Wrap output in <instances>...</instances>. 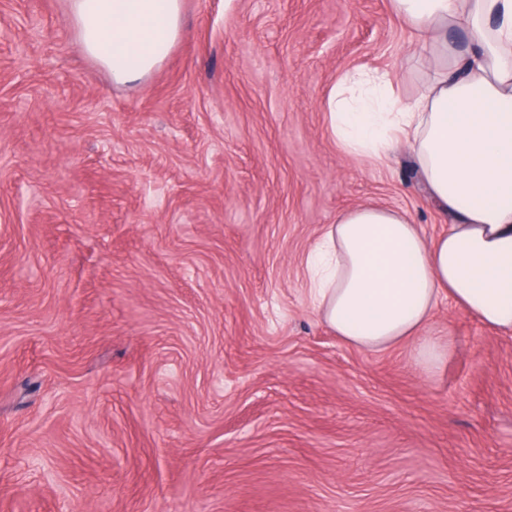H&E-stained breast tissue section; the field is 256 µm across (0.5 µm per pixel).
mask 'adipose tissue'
Returning <instances> with one entry per match:
<instances>
[{"label":"adipose tissue","instance_id":"ef3b65f1","mask_svg":"<svg viewBox=\"0 0 512 512\" xmlns=\"http://www.w3.org/2000/svg\"><path fill=\"white\" fill-rule=\"evenodd\" d=\"M435 62L411 99L397 74L345 73L323 103L328 131L350 157L388 161L408 147L426 195L447 218L427 240L400 209L362 204L327 225L307 259L312 307L349 345L379 351L409 340L424 372L448 358L424 335L441 298L512 333V0H390ZM87 55L114 81L135 82L169 55L181 0H70ZM461 29L467 43L449 40Z\"/></svg>","mask_w":512,"mask_h":512}]
</instances>
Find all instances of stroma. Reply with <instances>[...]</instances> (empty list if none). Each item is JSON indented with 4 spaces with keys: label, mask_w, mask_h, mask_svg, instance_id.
Instances as JSON below:
<instances>
[{
    "label": "stroma",
    "mask_w": 512,
    "mask_h": 512,
    "mask_svg": "<svg viewBox=\"0 0 512 512\" xmlns=\"http://www.w3.org/2000/svg\"><path fill=\"white\" fill-rule=\"evenodd\" d=\"M143 79L68 0H0V512H512V334L441 300L437 373L345 345L306 261L351 207L448 222L345 155L344 71L421 87L390 0H182Z\"/></svg>",
    "instance_id": "35a3bbf8"
}]
</instances>
